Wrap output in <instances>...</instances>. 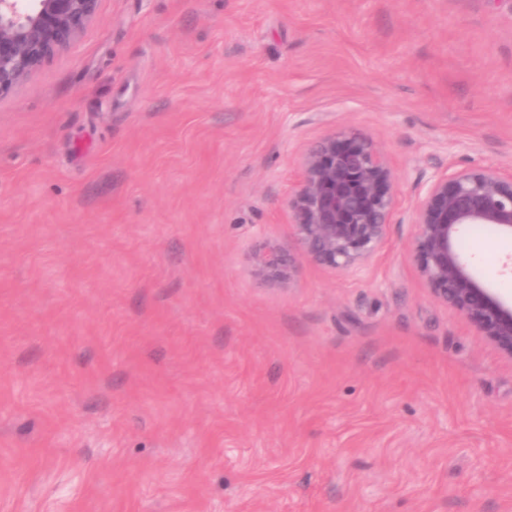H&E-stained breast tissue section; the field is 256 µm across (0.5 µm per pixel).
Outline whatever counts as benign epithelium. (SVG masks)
Returning a JSON list of instances; mask_svg holds the SVG:
<instances>
[{"instance_id": "7a95c632", "label": "benign epithelium", "mask_w": 512, "mask_h": 512, "mask_svg": "<svg viewBox=\"0 0 512 512\" xmlns=\"http://www.w3.org/2000/svg\"><path fill=\"white\" fill-rule=\"evenodd\" d=\"M98 0H0V96L67 48L95 18ZM393 171L374 141L347 132L323 137L302 156L288 199L301 257L338 272L366 268L383 248L396 210ZM413 254L433 296L512 358V301L477 275L460 240L475 225L512 238V171L455 169L428 178L414 210ZM285 280L292 259L278 246L257 257Z\"/></svg>"}]
</instances>
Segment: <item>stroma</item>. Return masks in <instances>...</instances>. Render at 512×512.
Returning <instances> with one entry per match:
<instances>
[{"label": "stroma", "mask_w": 512, "mask_h": 512, "mask_svg": "<svg viewBox=\"0 0 512 512\" xmlns=\"http://www.w3.org/2000/svg\"><path fill=\"white\" fill-rule=\"evenodd\" d=\"M340 131L383 249L260 274ZM451 163L512 169V0H99L0 97V512H512V358L412 254Z\"/></svg>", "instance_id": "stroma-1"}]
</instances>
